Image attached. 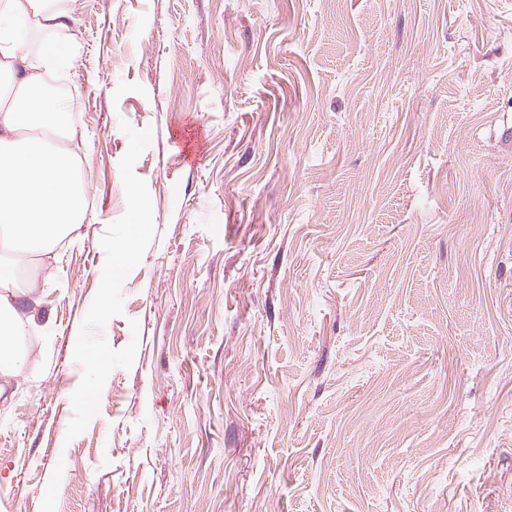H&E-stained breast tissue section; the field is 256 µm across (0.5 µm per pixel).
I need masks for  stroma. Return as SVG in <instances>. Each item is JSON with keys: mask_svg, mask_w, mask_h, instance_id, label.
Masks as SVG:
<instances>
[{"mask_svg": "<svg viewBox=\"0 0 512 512\" xmlns=\"http://www.w3.org/2000/svg\"><path fill=\"white\" fill-rule=\"evenodd\" d=\"M75 11L0 512H512V0Z\"/></svg>", "mask_w": 512, "mask_h": 512, "instance_id": "35a3bbf8", "label": "stroma"}]
</instances>
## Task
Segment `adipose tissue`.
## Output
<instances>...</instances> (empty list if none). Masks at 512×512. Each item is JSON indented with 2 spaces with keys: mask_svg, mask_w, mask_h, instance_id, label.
Wrapping results in <instances>:
<instances>
[{
  "mask_svg": "<svg viewBox=\"0 0 512 512\" xmlns=\"http://www.w3.org/2000/svg\"><path fill=\"white\" fill-rule=\"evenodd\" d=\"M71 19L54 0H0V75L14 88L0 99V250L50 253L85 219L88 186L70 155L39 134L74 133L66 102L44 90L45 72L70 68L73 51L46 47L37 64L28 52L31 31L62 29ZM39 303L36 283L17 286L0 264V394L23 373L28 352L19 337L35 326Z\"/></svg>",
  "mask_w": 512,
  "mask_h": 512,
  "instance_id": "1",
  "label": "adipose tissue"
}]
</instances>
